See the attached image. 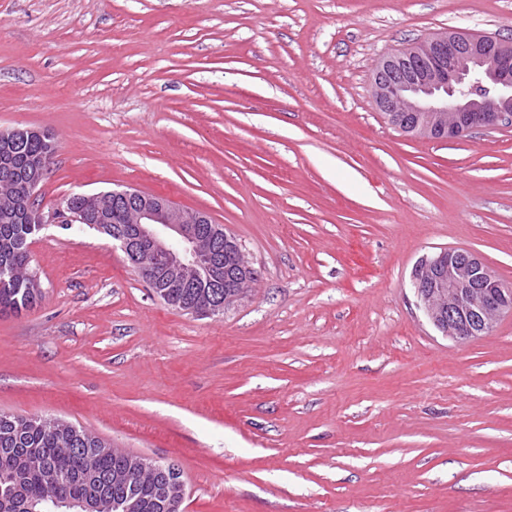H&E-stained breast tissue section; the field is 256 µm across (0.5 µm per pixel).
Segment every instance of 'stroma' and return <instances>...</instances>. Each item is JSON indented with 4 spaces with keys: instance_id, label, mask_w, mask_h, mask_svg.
Segmentation results:
<instances>
[{
    "instance_id": "stroma-1",
    "label": "stroma",
    "mask_w": 512,
    "mask_h": 512,
    "mask_svg": "<svg viewBox=\"0 0 512 512\" xmlns=\"http://www.w3.org/2000/svg\"><path fill=\"white\" fill-rule=\"evenodd\" d=\"M453 29L512 36V0H0V127L56 146L0 412L174 465L183 512H512V312L457 343L411 282L461 249L512 287V127L406 135L372 98ZM126 187L232 233L249 297L180 311L50 219Z\"/></svg>"
}]
</instances>
